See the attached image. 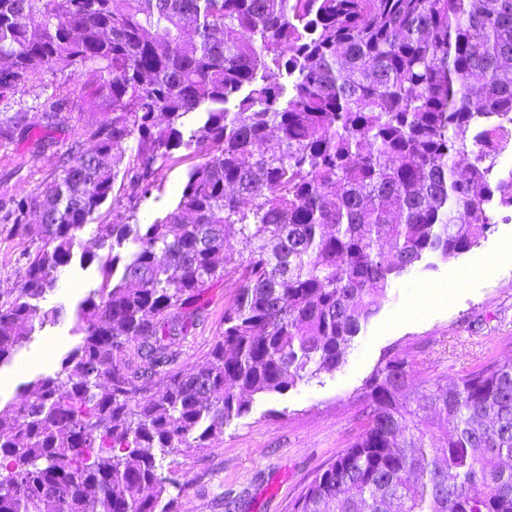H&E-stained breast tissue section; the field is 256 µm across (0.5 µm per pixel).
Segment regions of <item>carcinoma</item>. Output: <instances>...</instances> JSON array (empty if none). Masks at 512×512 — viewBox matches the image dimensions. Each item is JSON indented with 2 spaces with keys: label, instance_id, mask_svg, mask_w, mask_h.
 I'll use <instances>...</instances> for the list:
<instances>
[{
  "label": "carcinoma",
  "instance_id": "1",
  "mask_svg": "<svg viewBox=\"0 0 512 512\" xmlns=\"http://www.w3.org/2000/svg\"><path fill=\"white\" fill-rule=\"evenodd\" d=\"M45 70L86 77L107 118L6 210L39 214L44 246L0 301V364L61 318L39 301L113 191L151 194L181 149L198 162L173 209L99 224L80 255L102 281L79 342L0 410V512H172L161 459L338 369L395 279L512 207V0H0V101ZM67 106L48 95L46 126ZM229 274L210 359L170 370L189 309ZM129 343L138 366L114 360ZM412 372L398 354L373 370L363 431L291 512H512V468L493 464L512 460V359L449 386Z\"/></svg>",
  "mask_w": 512,
  "mask_h": 512
}]
</instances>
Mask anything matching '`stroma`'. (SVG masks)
Returning <instances> with one entry per match:
<instances>
[{"mask_svg":"<svg viewBox=\"0 0 512 512\" xmlns=\"http://www.w3.org/2000/svg\"><path fill=\"white\" fill-rule=\"evenodd\" d=\"M67 90L62 74L44 72L10 101L0 103V113H25L32 130L23 140L0 136V201L39 195L60 173L69 138L104 119L98 101L84 95L74 100L63 130L47 131L40 104L47 94ZM191 164L185 157L166 166L158 189L136 205L106 202L96 223L80 232L79 248L94 245L96 224L119 219L148 224L173 208ZM42 245L37 223L18 225L0 217V296L15 293L28 254ZM73 276L79 287H70ZM100 283L96 266L84 268L74 261L60 269L41 306L62 308L64 314L58 324L35 330L11 361L0 366L1 373L13 377L11 385L0 390L1 405L24 383L54 373L62 355L78 341L72 333L76 306ZM237 288L230 275L203 289L189 334L170 347L171 370L187 371L206 363ZM51 338L58 346L50 362L19 371V364L41 353ZM394 353L412 362L421 384L436 378L450 384L489 359H512L511 212H494L478 247L436 269L396 279L340 368L285 394L255 400L250 411L225 426L223 435L208 447L185 445L166 457L162 473L179 492L176 512H290L314 475L362 432L364 382L386 355Z\"/></svg>","mask_w":512,"mask_h":512,"instance_id":"stroma-1","label":"stroma"}]
</instances>
